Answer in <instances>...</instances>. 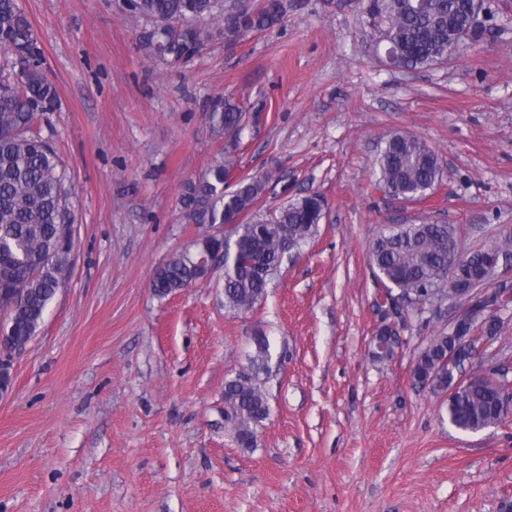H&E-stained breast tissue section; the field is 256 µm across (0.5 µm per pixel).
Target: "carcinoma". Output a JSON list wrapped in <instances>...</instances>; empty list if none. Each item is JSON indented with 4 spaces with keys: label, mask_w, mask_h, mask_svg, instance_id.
<instances>
[{
    "label": "carcinoma",
    "mask_w": 512,
    "mask_h": 512,
    "mask_svg": "<svg viewBox=\"0 0 512 512\" xmlns=\"http://www.w3.org/2000/svg\"><path fill=\"white\" fill-rule=\"evenodd\" d=\"M362 7L381 22L379 38L393 52L397 69H425L448 61V46H471L486 35V26L468 23L473 0H361ZM130 11L155 20L146 47L160 57L187 60L207 38L202 25L224 21V35L236 37L253 29H271L283 21L284 0L247 4L221 12L217 0H127ZM22 53L0 66V310L8 313L7 343L23 348L37 334L47 307L65 283L74 247L75 217L68 169L38 116L55 106L57 90L42 69H17L41 52L38 36L18 0H0V52ZM245 112L226 101L214 106L208 121L230 135L224 152L211 161L182 197L186 218L199 226L196 242L175 252L153 280L154 293L165 298L206 280L209 268L202 258L224 253V307L248 312L264 297L278 276L284 258L297 254L313 240L323 218L318 195L298 198L263 216L257 204L269 177H244L230 183L239 167L237 135ZM377 182L398 199L419 200L429 195L440 177L436 152L415 136L390 135L377 158ZM464 250L457 224L424 222L392 224L382 229L369 250V265L380 286L376 305L393 298L404 319L420 312L432 296L462 303L467 289L483 277L486 252L512 257V233H501L489 244L469 250L470 258L451 272L448 253ZM481 330L504 343V321L485 319L484 306L471 305L462 326ZM250 356L253 373L225 382L226 419L239 447L256 444V428L268 419L269 403L258 374L272 361L266 336L254 338ZM454 340L445 330L429 337L418 353L414 385L448 398V421L465 432L508 425L512 408L502 395L508 381L484 377L461 380L465 361L448 360Z\"/></svg>",
    "instance_id": "cac0c4a2"
}]
</instances>
